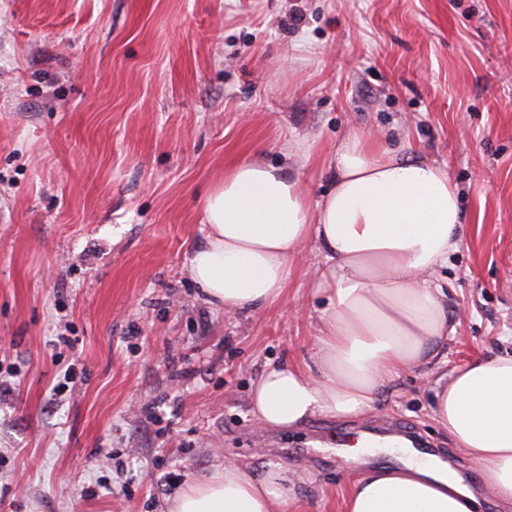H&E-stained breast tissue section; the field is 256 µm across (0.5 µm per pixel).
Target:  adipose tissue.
Here are the masks:
<instances>
[{
    "label": "adipose tissue",
    "instance_id": "obj_1",
    "mask_svg": "<svg viewBox=\"0 0 512 512\" xmlns=\"http://www.w3.org/2000/svg\"><path fill=\"white\" fill-rule=\"evenodd\" d=\"M330 187L310 203L297 177L265 162L225 172L204 203L208 233L189 271L225 313L264 308L286 291L305 242L324 262L312 285L322 298L310 364L272 367L249 400L264 427L294 429L318 416L361 418L403 369L444 354L456 326L433 284L460 241L463 214L443 168L354 134L328 163ZM434 419L512 512V355L455 368L435 391ZM403 466L354 479L345 512H476L449 465L403 449ZM285 465L252 471L233 462L189 481L168 512H288Z\"/></svg>",
    "mask_w": 512,
    "mask_h": 512
}]
</instances>
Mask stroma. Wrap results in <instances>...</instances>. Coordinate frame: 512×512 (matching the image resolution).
I'll return each mask as SVG.
<instances>
[{"label": "stroma", "mask_w": 512, "mask_h": 512, "mask_svg": "<svg viewBox=\"0 0 512 512\" xmlns=\"http://www.w3.org/2000/svg\"><path fill=\"white\" fill-rule=\"evenodd\" d=\"M407 146L459 190L434 279L457 334L374 412L261 427L267 368L310 362L303 245L281 302L230 316L189 273L233 165L297 173L310 198L348 135ZM512 0H0V512H166L169 474L288 466V512H344L358 428L419 432L482 500L433 418L439 379L512 354ZM79 374L64 384L63 366Z\"/></svg>", "instance_id": "35a3bbf8"}]
</instances>
